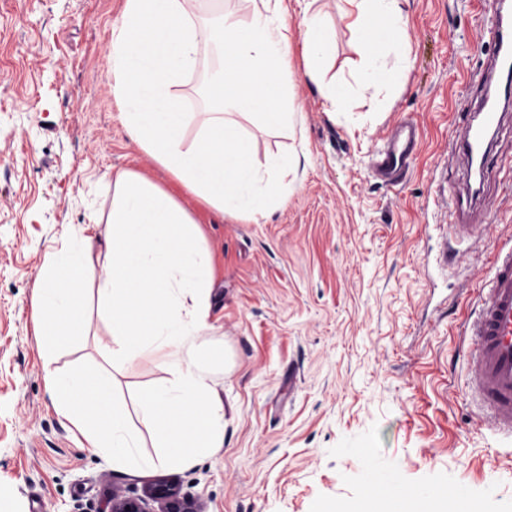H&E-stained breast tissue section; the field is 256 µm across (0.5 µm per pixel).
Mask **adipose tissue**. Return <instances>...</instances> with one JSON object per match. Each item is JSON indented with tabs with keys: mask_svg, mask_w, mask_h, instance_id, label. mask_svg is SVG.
<instances>
[{
	"mask_svg": "<svg viewBox=\"0 0 512 512\" xmlns=\"http://www.w3.org/2000/svg\"><path fill=\"white\" fill-rule=\"evenodd\" d=\"M316 0L304 8L303 76L333 111H344L349 89L325 78L332 56L330 23ZM348 27L362 44L357 81L382 77L381 51L403 54L404 20L398 0H347ZM248 21L230 12L198 20L197 0H125L123 23L112 31V92L126 106L130 136L192 195L219 214L264 215L287 192L294 161L257 163L250 139L230 113L258 117L264 131L291 124L288 105L290 42L285 0H251ZM209 49L216 66L192 110L178 89ZM195 139H188L189 129Z\"/></svg>",
	"mask_w": 512,
	"mask_h": 512,
	"instance_id": "1",
	"label": "adipose tissue"
}]
</instances>
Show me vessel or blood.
<instances>
[{
	"instance_id": "b4317fda",
	"label": "vessel or blood",
	"mask_w": 512,
	"mask_h": 512,
	"mask_svg": "<svg viewBox=\"0 0 512 512\" xmlns=\"http://www.w3.org/2000/svg\"><path fill=\"white\" fill-rule=\"evenodd\" d=\"M485 11L494 22L488 31L493 53L489 74H496L512 62V28L500 22V0H484ZM501 120L495 112H480L478 122H469L454 139L455 150L464 157L476 151L482 126H496ZM419 143V129L409 122L393 126L370 170L373 177L396 183ZM467 342L463 354L470 363L469 395L485 422L512 436V250L495 257L487 285L479 293L475 317L466 323Z\"/></svg>"
}]
</instances>
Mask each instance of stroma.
I'll return each instance as SVG.
<instances>
[{
	"instance_id": "1",
	"label": "stroma",
	"mask_w": 512,
	"mask_h": 512,
	"mask_svg": "<svg viewBox=\"0 0 512 512\" xmlns=\"http://www.w3.org/2000/svg\"><path fill=\"white\" fill-rule=\"evenodd\" d=\"M124 0H0V512H106L113 488L157 479L204 512H397L370 478L455 492L479 512H512V436L482 424L468 394L460 323L499 251L512 249V112L492 139L500 165L476 186L450 155L456 114L492 51L480 0H401L406 56L384 55L377 95L354 81L360 47L324 0L327 76L350 85L331 111L303 77L302 0H288L293 128L251 122L256 155L298 156L297 181L265 217H216L135 144L112 93V29ZM412 119L418 152L397 184L369 173L388 131ZM145 174L190 213L214 277L196 346L222 345L211 372L224 445L183 467H118L55 407L35 333L34 290L64 231L103 246L112 178ZM473 227L443 239L440 186ZM454 257L441 265L442 252ZM81 342L56 368L112 373L131 424L135 392L171 375L143 357L114 364L108 322L87 309Z\"/></svg>"
}]
</instances>
